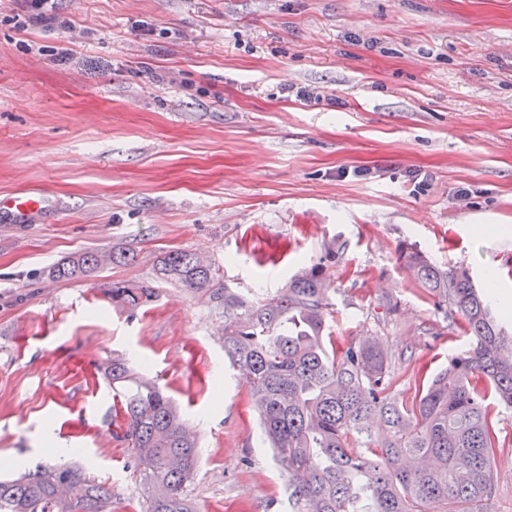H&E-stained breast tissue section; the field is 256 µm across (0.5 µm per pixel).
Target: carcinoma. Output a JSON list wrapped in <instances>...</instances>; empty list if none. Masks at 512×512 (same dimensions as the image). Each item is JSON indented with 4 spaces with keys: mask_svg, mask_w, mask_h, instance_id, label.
Segmentation results:
<instances>
[{
    "mask_svg": "<svg viewBox=\"0 0 512 512\" xmlns=\"http://www.w3.org/2000/svg\"><path fill=\"white\" fill-rule=\"evenodd\" d=\"M324 260L292 276L269 299L229 287L224 358L250 392L261 429L288 476L293 512H495V458L501 441L488 400L512 407V334L500 326L469 270H444L412 244L398 257L412 281L444 309L446 335L468 349L422 383L411 403L394 392L392 355L379 339L339 343L328 335L336 292ZM132 249L71 254L48 269L56 281L90 277L134 261ZM161 281L213 287L211 262L186 249L160 258ZM149 285H112V304L135 309ZM106 375L124 395L121 438L147 486L146 512H195L186 494L197 466L196 437L178 406L122 358ZM0 512H112V492L75 465L38 466L0 481Z\"/></svg>",
    "mask_w": 512,
    "mask_h": 512,
    "instance_id": "carcinoma-1",
    "label": "carcinoma"
}]
</instances>
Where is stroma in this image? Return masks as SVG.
<instances>
[{
    "instance_id": "1",
    "label": "stroma",
    "mask_w": 512,
    "mask_h": 512,
    "mask_svg": "<svg viewBox=\"0 0 512 512\" xmlns=\"http://www.w3.org/2000/svg\"><path fill=\"white\" fill-rule=\"evenodd\" d=\"M83 32L31 27L0 0V197L45 194L0 232V479L68 462L144 512L103 365L123 357L180 405L199 440L197 512H290L287 474L224 360L210 291L158 282L175 248L207 256L215 287L272 297L323 243L336 341L379 338L397 395L469 340L397 259L404 244L468 268L512 330V0H58ZM128 266L49 279L80 250ZM154 286L137 309L113 283ZM496 512H512V408Z\"/></svg>"
}]
</instances>
